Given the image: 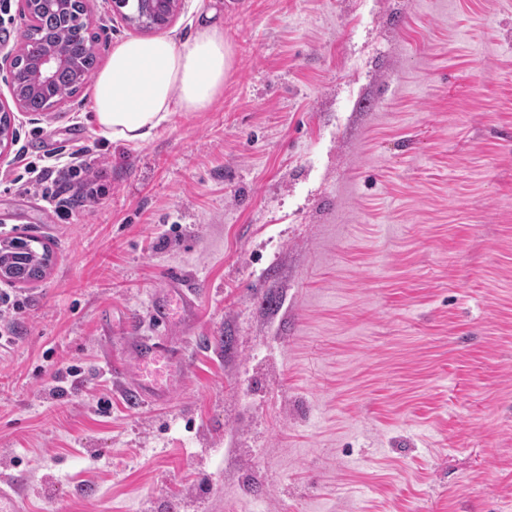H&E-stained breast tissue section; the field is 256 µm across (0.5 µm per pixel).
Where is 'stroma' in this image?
Segmentation results:
<instances>
[{"instance_id":"obj_1","label":"stroma","mask_w":512,"mask_h":512,"mask_svg":"<svg viewBox=\"0 0 512 512\" xmlns=\"http://www.w3.org/2000/svg\"><path fill=\"white\" fill-rule=\"evenodd\" d=\"M91 35L136 37L107 0ZM232 65L204 112L109 141L93 83L19 117L0 245L37 239L0 349V487L20 512H512V0H184ZM89 148L70 212L14 186L20 153ZM162 337L165 404L102 368ZM112 402L97 406L98 398ZM170 293L178 294L177 309L183 319L192 321L198 315L197 294L186 287L182 276L175 275L168 279L166 288L156 292L150 299L152 317L157 328H165L174 318L175 310L172 308Z\"/></svg>"}]
</instances>
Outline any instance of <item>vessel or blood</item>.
I'll list each match as a JSON object with an SVG mask.
<instances>
[{"label": "vessel or blood", "mask_w": 512, "mask_h": 512, "mask_svg": "<svg viewBox=\"0 0 512 512\" xmlns=\"http://www.w3.org/2000/svg\"><path fill=\"white\" fill-rule=\"evenodd\" d=\"M198 297L189 290L182 276L169 278L165 290L156 292L150 299V308L156 327H166L174 315L185 320H195L198 315ZM127 349L135 358L139 372L127 393L132 403L153 405L166 402L168 391L164 384L173 366L184 365L180 351L157 336H131Z\"/></svg>", "instance_id": "b4317fda"}]
</instances>
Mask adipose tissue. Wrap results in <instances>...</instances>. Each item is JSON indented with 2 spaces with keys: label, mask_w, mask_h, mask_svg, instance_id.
Segmentation results:
<instances>
[{
  "label": "adipose tissue",
  "mask_w": 512,
  "mask_h": 512,
  "mask_svg": "<svg viewBox=\"0 0 512 512\" xmlns=\"http://www.w3.org/2000/svg\"><path fill=\"white\" fill-rule=\"evenodd\" d=\"M232 63L224 28L203 21L183 43L169 36L116 44L94 81V118L109 140H147L171 112L208 110Z\"/></svg>",
  "instance_id": "adipose-tissue-1"
}]
</instances>
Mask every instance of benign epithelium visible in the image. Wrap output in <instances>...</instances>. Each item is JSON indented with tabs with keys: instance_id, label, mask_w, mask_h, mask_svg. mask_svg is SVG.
Returning a JSON list of instances; mask_svg holds the SVG:
<instances>
[{
	"instance_id": "1",
	"label": "benign epithelium",
	"mask_w": 512,
	"mask_h": 512,
	"mask_svg": "<svg viewBox=\"0 0 512 512\" xmlns=\"http://www.w3.org/2000/svg\"><path fill=\"white\" fill-rule=\"evenodd\" d=\"M130 2L113 0V12L142 31L167 27L182 6V0H167L166 13L157 16L143 8V0H137V10L123 12ZM21 14L25 20L23 33L38 41L41 51L21 62L20 52L26 44V37H22L15 48L0 55V70L5 68L10 75V100L0 99V167L9 162L16 115L56 112L66 102V98L52 93V87L62 72L74 67V60L54 41L53 30L44 26V17L52 18L54 26L72 31L78 39L90 26L87 0H21Z\"/></svg>"
}]
</instances>
